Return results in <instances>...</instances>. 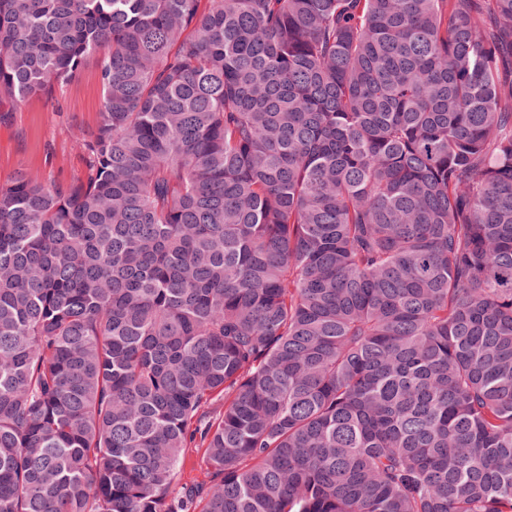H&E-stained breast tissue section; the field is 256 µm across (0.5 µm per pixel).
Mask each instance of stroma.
I'll list each match as a JSON object with an SVG mask.
<instances>
[{
  "label": "stroma",
  "instance_id": "35a3bbf8",
  "mask_svg": "<svg viewBox=\"0 0 512 512\" xmlns=\"http://www.w3.org/2000/svg\"><path fill=\"white\" fill-rule=\"evenodd\" d=\"M97 66L88 63L76 79L53 96L35 95L12 112H0V180L20 172L73 183L86 169L77 137L100 120Z\"/></svg>",
  "mask_w": 512,
  "mask_h": 512
}]
</instances>
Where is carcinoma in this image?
<instances>
[{
	"instance_id": "obj_1",
	"label": "carcinoma",
	"mask_w": 512,
	"mask_h": 512,
	"mask_svg": "<svg viewBox=\"0 0 512 512\" xmlns=\"http://www.w3.org/2000/svg\"><path fill=\"white\" fill-rule=\"evenodd\" d=\"M91 58L0 183V512H512V0H0V112ZM101 98L92 59L52 97L35 95L14 112H0V181L18 172L62 183L79 180L86 166L75 141L96 129Z\"/></svg>"
}]
</instances>
